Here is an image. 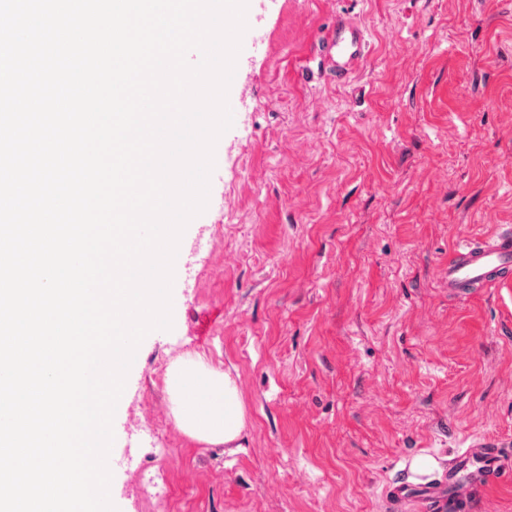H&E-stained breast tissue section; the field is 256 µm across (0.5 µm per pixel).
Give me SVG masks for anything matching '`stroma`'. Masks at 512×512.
I'll return each mask as SVG.
<instances>
[{"mask_svg":"<svg viewBox=\"0 0 512 512\" xmlns=\"http://www.w3.org/2000/svg\"><path fill=\"white\" fill-rule=\"evenodd\" d=\"M340 13L373 37L342 85L319 63ZM262 28L183 233L215 246L115 409L118 512H154L139 460H163L166 512H391L415 457L445 471L472 437L512 456V290L456 299L441 276L458 233L512 225V0H278ZM196 353L237 383L239 447L175 422L165 374ZM143 405L165 434L129 432Z\"/></svg>","mask_w":512,"mask_h":512,"instance_id":"1","label":"stroma"}]
</instances>
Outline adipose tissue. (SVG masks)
I'll return each mask as SVG.
<instances>
[{"mask_svg": "<svg viewBox=\"0 0 512 512\" xmlns=\"http://www.w3.org/2000/svg\"><path fill=\"white\" fill-rule=\"evenodd\" d=\"M172 413L190 439L209 445L236 446L245 427L238 386L203 356L173 363L165 379Z\"/></svg>", "mask_w": 512, "mask_h": 512, "instance_id": "obj_1", "label": "adipose tissue"}]
</instances>
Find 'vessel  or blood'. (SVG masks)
<instances>
[{
	"instance_id": "b4317fda",
	"label": "vessel or blood",
	"mask_w": 512,
	"mask_h": 512,
	"mask_svg": "<svg viewBox=\"0 0 512 512\" xmlns=\"http://www.w3.org/2000/svg\"><path fill=\"white\" fill-rule=\"evenodd\" d=\"M370 48L365 27L342 15L333 33L322 43L321 59L330 76L348 80ZM452 297L467 296L487 288L512 287V226L502 225L491 238L463 235L457 240L443 273ZM507 467L503 445L476 438L448 461V477L425 486L420 500L426 512H466L476 485L502 480Z\"/></svg>"
}]
</instances>
